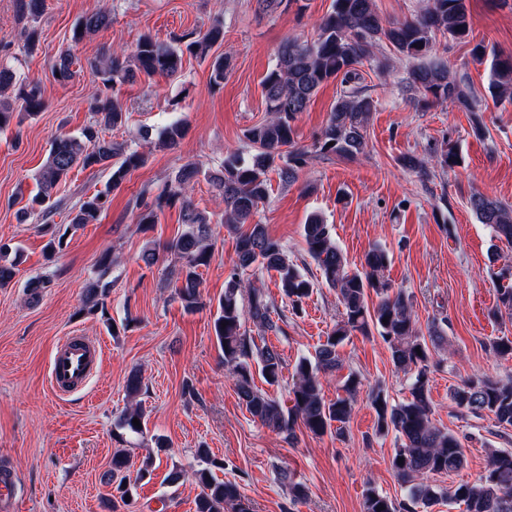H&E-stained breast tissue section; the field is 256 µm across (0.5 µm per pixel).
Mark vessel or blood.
I'll return each instance as SVG.
<instances>
[{
	"label": "vessel or blood",
	"mask_w": 512,
	"mask_h": 512,
	"mask_svg": "<svg viewBox=\"0 0 512 512\" xmlns=\"http://www.w3.org/2000/svg\"><path fill=\"white\" fill-rule=\"evenodd\" d=\"M104 350L101 343L79 335L68 336L59 343L52 355L50 381L54 391L66 394L83 388L101 363ZM16 484L14 472L0 469V512H14Z\"/></svg>",
	"instance_id": "1"
}]
</instances>
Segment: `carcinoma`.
<instances>
[{
  "label": "carcinoma",
  "mask_w": 512,
  "mask_h": 512,
  "mask_svg": "<svg viewBox=\"0 0 512 512\" xmlns=\"http://www.w3.org/2000/svg\"><path fill=\"white\" fill-rule=\"evenodd\" d=\"M19 16L36 23L43 16L46 0H16ZM112 22L107 11L92 13L79 23L73 39L82 40ZM473 28V17L466 0H428L417 16L385 24L373 7V0H333L332 10L319 25V35L312 43L286 39L277 49L275 66L266 74L262 86L270 118L250 128L247 138L254 151L247 157L229 156L221 169L206 172L196 163L182 167L152 200H140L139 223H157L158 212L180 204L182 223L186 229L172 242L170 249L179 265L167 269V275L180 283L177 296L186 312L199 306V268L209 263L212 248L210 216L199 210L188 191L204 177L224 201V223L237 235L236 258L224 283V295L218 300L214 332L224 352V364L231 367L237 379L240 400L249 414L273 429L295 436L297 426L314 436L334 433L342 437L349 422L359 378L349 373L343 383V394L326 401L321 392V375L339 371L344 362L340 351L345 341L356 333L369 337L378 333L391 352L397 369L411 375L409 396L391 404L383 391L371 392L370 403L377 420L378 435L392 431L400 440L394 450L391 468L404 489L401 499H393L373 487L364 492L363 512H431L444 501L465 506V512H512V449L493 448L489 451L485 474L475 483L460 482L441 486L434 476H448L464 468L467 459L458 437L433 421L429 397V346L443 340L442 329L433 325L429 338L418 335L412 315V299L401 288H394L385 278L388 254L380 246L371 247L364 255L362 268L352 271L348 260L333 238L332 227L318 214L308 217L303 237L308 255L316 263L321 281L336 291L343 307L341 320L310 357L298 358L291 375L289 394L291 406L284 407L267 392L255 385L254 375L269 386L283 380L285 363L277 350L259 346L255 338L265 339L282 331L283 316L275 311L266 292L242 279L248 270L273 271L278 277L282 295L288 300L291 313L303 311V305L314 292L316 283L305 275L288 256L287 250L271 238L263 224L252 222L260 204L271 187L268 174L274 172L284 185L298 179L311 152L295 141L294 122L305 111L317 90L331 80H340L342 90L333 105L329 120L313 144L318 154H334L352 159L366 146V128L375 110L374 99L361 86L358 67L373 57L374 48L386 43L413 62L407 84L421 95L424 104L455 103L468 112L478 109L472 90L466 89L456 74L436 58L437 36H447L465 42ZM224 42V26L212 25L204 34L188 33L171 42H160L150 36L139 39L135 49L104 51L89 61L90 69L103 84L115 88L135 79L161 75L177 76L188 54L210 59V80L224 82L229 63L224 56H213L214 46ZM74 59L70 50L59 53L53 65L57 80L73 78ZM488 91L495 100L512 101V56L492 53ZM41 89L34 82L22 83L14 69L0 64V129L9 125L14 114L32 117L44 108ZM96 119L85 125L77 136L61 134L50 145L47 160L36 175L39 191L29 198L17 217L21 221L31 216H45L53 207V190L66 180L75 167L98 168L109 174L112 187L122 184L128 173L142 166V153L106 138L105 131L125 122L126 110L118 97L98 100L92 107ZM187 131L186 123L175 120L159 135L162 144L176 145ZM434 163L443 169L460 164L455 146L448 145L434 156ZM107 203L97 193L75 205L68 229L76 231L96 222ZM470 207L478 221L487 225L493 236L512 244V205L482 194H474ZM17 247L0 240V288L9 285L16 276L17 262L9 259ZM496 292L494 314L512 317V277L498 275L493 281ZM378 302L369 306L371 296ZM106 286L101 280L86 287L87 309L94 311L104 305ZM251 321L257 336L245 328ZM450 399L459 408L474 415L488 414L498 425L512 426V381L489 376L471 377L450 391ZM144 423L139 407L126 409L121 426L134 434L143 429L132 423ZM204 467L193 472L200 487L195 500V512H251L250 501L241 487L218 479L212 469L217 461L205 448L197 449ZM403 462H398V459ZM128 458L117 451L112 455L111 468L104 480L114 485L119 497L112 498L109 507L117 510V501L129 495ZM288 484L291 501L306 496L305 487L294 481L286 470L280 472Z\"/></svg>",
  "instance_id": "1"
}]
</instances>
